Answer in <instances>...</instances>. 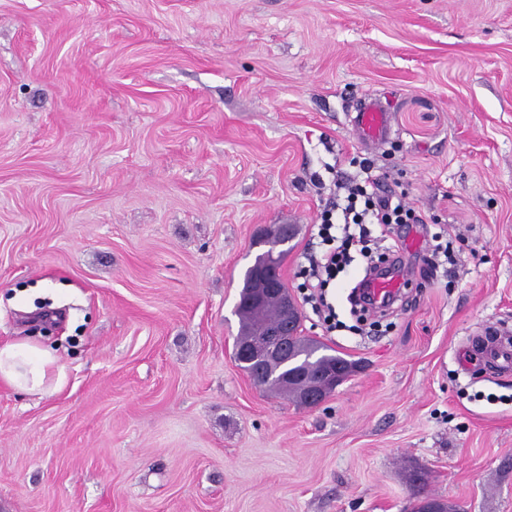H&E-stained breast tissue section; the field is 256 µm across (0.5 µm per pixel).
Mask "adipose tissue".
Returning a JSON list of instances; mask_svg holds the SVG:
<instances>
[{
	"label": "adipose tissue",
	"mask_w": 512,
	"mask_h": 512,
	"mask_svg": "<svg viewBox=\"0 0 512 512\" xmlns=\"http://www.w3.org/2000/svg\"><path fill=\"white\" fill-rule=\"evenodd\" d=\"M66 371L53 349L31 342L0 346V384L30 396L60 390Z\"/></svg>",
	"instance_id": "ef3b65f1"
}]
</instances>
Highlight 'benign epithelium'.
I'll list each match as a JSON object with an SVG mask.
<instances>
[{"label": "benign epithelium", "instance_id": "obj_1", "mask_svg": "<svg viewBox=\"0 0 512 512\" xmlns=\"http://www.w3.org/2000/svg\"><path fill=\"white\" fill-rule=\"evenodd\" d=\"M274 294L280 298L281 323L263 331L262 339L238 349L241 363L251 366L249 378L257 387H264L272 380L273 366L282 368L293 361L290 335L296 322V311L288 289L280 287L279 275L263 268L256 269L247 300L255 316H262L267 298ZM345 379V373L327 370L307 380L302 392V397L307 401L306 407L321 405Z\"/></svg>", "mask_w": 512, "mask_h": 512}]
</instances>
